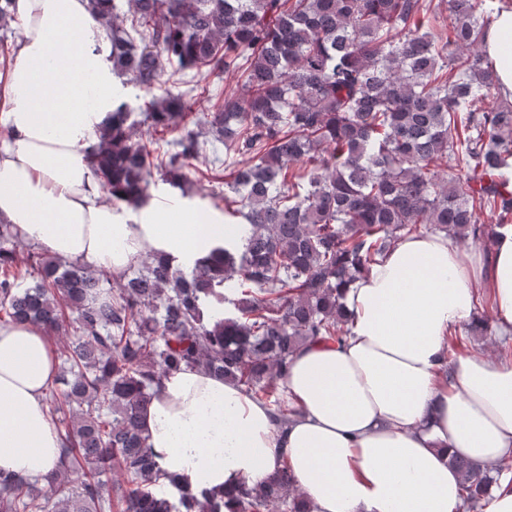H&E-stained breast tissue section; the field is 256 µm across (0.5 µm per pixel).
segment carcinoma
<instances>
[{
    "label": "carcinoma",
    "mask_w": 512,
    "mask_h": 512,
    "mask_svg": "<svg viewBox=\"0 0 512 512\" xmlns=\"http://www.w3.org/2000/svg\"><path fill=\"white\" fill-rule=\"evenodd\" d=\"M89 0L112 69L151 90L169 66L235 81L197 120L181 97L144 102L147 140L182 126L162 160L134 138L125 102L85 158L112 203L148 199L153 171L224 144V224L243 229L186 272L165 255L116 281L24 244L0 222V322L62 336L46 402L62 441L46 483L0 473V512H311L283 467L257 486L198 498L160 489L142 413L182 365L235 382L289 420L279 380L302 345L348 335L340 290L404 234L485 243L512 225V100L481 46L509 0ZM471 512L496 481L463 457Z\"/></svg>",
    "instance_id": "1"
}]
</instances>
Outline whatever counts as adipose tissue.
<instances>
[{
	"instance_id": "obj_1",
	"label": "adipose tissue",
	"mask_w": 512,
	"mask_h": 512,
	"mask_svg": "<svg viewBox=\"0 0 512 512\" xmlns=\"http://www.w3.org/2000/svg\"><path fill=\"white\" fill-rule=\"evenodd\" d=\"M15 21L0 88L1 222L116 278L150 255L189 269L240 243L176 201L134 209L105 200L83 150L121 88L88 0H16ZM483 49L512 92V10L491 25ZM482 295L497 335L511 336L512 231L481 250L443 233L402 236L345 290L346 340L309 343L291 357L280 387L297 414L282 427L271 406L224 377L170 371L142 417L163 490L231 494L287 466L313 512H461L463 479L449 457L512 462V359L468 351L443 367ZM56 375L41 327L0 323V472L55 473L61 441L44 397Z\"/></svg>"
}]
</instances>
